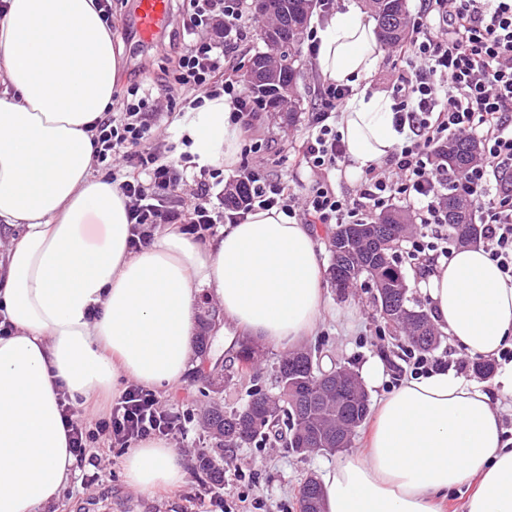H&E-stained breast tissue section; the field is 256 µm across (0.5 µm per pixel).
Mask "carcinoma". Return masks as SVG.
I'll use <instances>...</instances> for the list:
<instances>
[{
	"instance_id": "1",
	"label": "carcinoma",
	"mask_w": 512,
	"mask_h": 512,
	"mask_svg": "<svg viewBox=\"0 0 512 512\" xmlns=\"http://www.w3.org/2000/svg\"><path fill=\"white\" fill-rule=\"evenodd\" d=\"M379 21L382 44L393 46L405 40L410 31L407 0H369ZM317 6V0H267L265 14L274 17L272 28L279 30L280 61L275 63L258 52L252 56L249 67L256 68V80L272 85L270 91L259 97L266 109L288 113L293 121L301 110L300 99L294 92L297 73L295 56L297 46L307 23ZM477 142L471 137L452 136L436 152L438 163L456 175L463 174L478 159ZM448 227L462 244L480 237L481 227L475 223L473 207L468 194L453 186L448 187ZM406 216L390 208L373 218L377 239H358L345 244L339 257H331L330 275L339 278L341 290L352 287L361 279H377L395 284L405 275L396 261L399 238L409 232ZM216 313L205 311L198 318L196 345L198 356L209 352V340ZM398 334L407 337L409 346L429 351L440 343V335L429 315L411 320V325ZM312 349L300 348L281 356L275 367L274 389L269 392L256 387L248 392V400L239 409H226L213 401L201 415L202 425L211 440V454L203 456L200 467L212 470L214 459H223L224 452L249 445L270 436L281 438L288 434L287 444L302 439L314 450L331 448L340 439L350 445L351 435L361 426L370 412V403L359 389H351L342 396L343 407L336 409V389L328 387L336 378L325 376ZM262 357V348L252 340H244L241 348L225 357V364L214 377L200 378L198 391L208 395L224 382L250 377L257 381L254 370ZM301 376L295 383V400L286 398L288 378ZM322 499L319 482L305 481L299 491L301 508L309 509L308 500Z\"/></svg>"
}]
</instances>
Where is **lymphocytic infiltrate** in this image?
<instances>
[{"mask_svg":"<svg viewBox=\"0 0 512 512\" xmlns=\"http://www.w3.org/2000/svg\"><path fill=\"white\" fill-rule=\"evenodd\" d=\"M183 7L175 83L190 94L194 108L230 96L233 122L243 132L254 131L259 104L238 79L227 50L244 37L248 0H183ZM396 52L405 68L398 77L394 122L408 133L382 165L366 172L353 195L336 192L327 181L300 194L243 163L228 179L229 185L248 187L240 205H213L210 182L221 172L206 166L193 196L183 197L186 167L156 140L168 128L171 110L135 83L124 95L113 96L111 110L90 131L96 162L112 160L124 167L118 187L127 200L132 249L150 245L165 224L180 225L200 238L214 225L242 222L258 208L279 209L304 224H365L397 199L417 226L410 258L427 276L455 248L444 189L457 181L482 217L486 251L512 281V0H420L410 38ZM316 93L318 107L298 148V161L328 173L345 161L335 121L351 90L323 81ZM451 135L477 137L481 147L478 161L458 180L434 159L439 144ZM62 407L81 467L98 466L93 448L102 439L119 453L143 440L187 433L185 421L154 390L134 383L95 422L82 419L70 402Z\"/></svg>","mask_w":512,"mask_h":512,"instance_id":"obj_1","label":"lymphocytic infiltrate"}]
</instances>
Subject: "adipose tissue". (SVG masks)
I'll return each instance as SVG.
<instances>
[{"label": "adipose tissue", "mask_w": 512, "mask_h": 512, "mask_svg": "<svg viewBox=\"0 0 512 512\" xmlns=\"http://www.w3.org/2000/svg\"><path fill=\"white\" fill-rule=\"evenodd\" d=\"M96 0H7L0 14V512H38L77 473L63 399L183 384L193 368L197 302L224 319L225 353L242 337L293 350L327 301L311 225L277 209L227 224L207 244L176 226L129 246L125 198L93 175L90 127L111 106L120 58ZM322 80L352 88L339 124L345 172L380 165L402 136L390 97L368 90L382 44L350 6L317 30ZM229 97L192 110L183 130L202 165L232 164ZM421 288L434 322L467 353L512 348V283L483 245L455 250ZM480 385L448 372L406 380L379 400L366 450L320 474L324 512H512V443ZM126 486L151 494L187 473L164 439L122 460Z\"/></svg>", "instance_id": "adipose-tissue-1"}]
</instances>
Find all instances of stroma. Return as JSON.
Returning a JSON list of instances; mask_svg holds the SVG:
<instances>
[{"mask_svg": "<svg viewBox=\"0 0 512 512\" xmlns=\"http://www.w3.org/2000/svg\"><path fill=\"white\" fill-rule=\"evenodd\" d=\"M135 0H112L111 31L115 49L120 52V72L115 84L117 91H125L133 83L149 88L153 95H165L173 84L175 66L174 49L169 35L182 24V4L174 0L170 16L152 40L144 41L134 35L131 19ZM310 40L302 38L297 53V91L301 110L296 121H289L283 112H259L256 120L258 142L244 158L250 164L263 168L273 176L290 184L312 187L316 174L295 165V150L306 135L315 110V88L319 76L314 57L309 50ZM311 349H318L323 365H346L362 370L369 362H380L384 368L381 382L368 386L370 402L391 393L401 383L396 362L401 344L389 335L383 322L377 319L371 288L367 283L347 291L330 289L329 301L322 320L305 341ZM367 429L359 427L344 453L319 451L295 454L281 442L270 440L238 449L224 466V487L213 490L205 503H197L195 494L209 481L208 475L198 467L196 459L184 450L204 435L200 419H193L187 438H174L175 449L181 450L182 464L187 477L181 486L156 494H141L130 490L124 483L122 457L100 445L98 452L104 459V468L97 479H90L86 469L77 476L52 505L41 512H82L83 505L101 503L100 512H224L225 501L236 500L239 492L247 490L261 497L267 512H299L298 490L304 479L319 474L324 466L335 464L341 455H354L365 444ZM246 473L248 481H241L239 473Z\"/></svg>", "mask_w": 512, "mask_h": 512, "instance_id": "obj_1", "label": "stroma"}]
</instances>
